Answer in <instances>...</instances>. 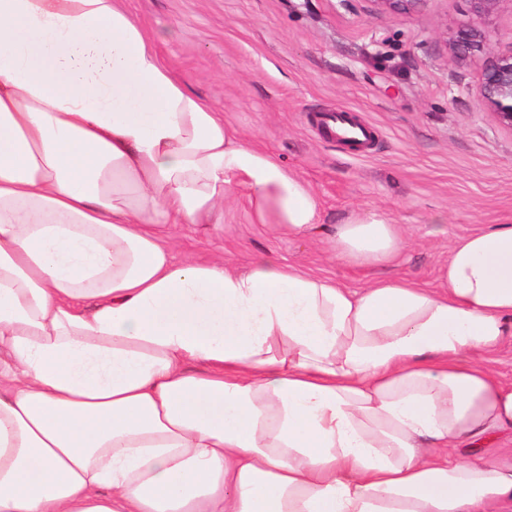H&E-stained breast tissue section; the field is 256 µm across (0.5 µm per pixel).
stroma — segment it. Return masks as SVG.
Listing matches in <instances>:
<instances>
[{
	"label": "stroma",
	"instance_id": "1",
	"mask_svg": "<svg viewBox=\"0 0 512 512\" xmlns=\"http://www.w3.org/2000/svg\"><path fill=\"white\" fill-rule=\"evenodd\" d=\"M157 54L246 141L317 198L322 229L293 238L253 223L247 189L220 224L182 227L176 259L204 254L247 267L258 256L360 289L383 278L433 287L453 241L512 225V132L482 105L487 57H453L463 29L487 49L512 44V0L489 20L469 0H425L397 15L373 0H124ZM345 111L373 134L361 151L329 136ZM379 209L405 240L385 267L334 260L330 236L353 212Z\"/></svg>",
	"mask_w": 512,
	"mask_h": 512
}]
</instances>
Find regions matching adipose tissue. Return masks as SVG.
Here are the masks:
<instances>
[{
	"label": "adipose tissue",
	"instance_id": "adipose-tissue-1",
	"mask_svg": "<svg viewBox=\"0 0 512 512\" xmlns=\"http://www.w3.org/2000/svg\"><path fill=\"white\" fill-rule=\"evenodd\" d=\"M317 230L315 196L155 54L121 0H0V512H503L512 225L455 241L428 288L352 290L167 241ZM332 252L395 261L365 211ZM485 365L504 382H512V337H508L501 348L488 355Z\"/></svg>",
	"mask_w": 512,
	"mask_h": 512
}]
</instances>
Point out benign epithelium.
I'll return each mask as SVG.
<instances>
[{
  "instance_id": "1",
  "label": "benign epithelium",
  "mask_w": 512,
  "mask_h": 512,
  "mask_svg": "<svg viewBox=\"0 0 512 512\" xmlns=\"http://www.w3.org/2000/svg\"><path fill=\"white\" fill-rule=\"evenodd\" d=\"M379 9L399 15L416 12L424 0H372ZM473 10L483 20L498 9L501 0H471ZM454 56L474 55L485 51L480 33L475 29L458 32L450 44ZM478 96L491 112L498 126L512 131V45L490 54L478 83Z\"/></svg>"
}]
</instances>
